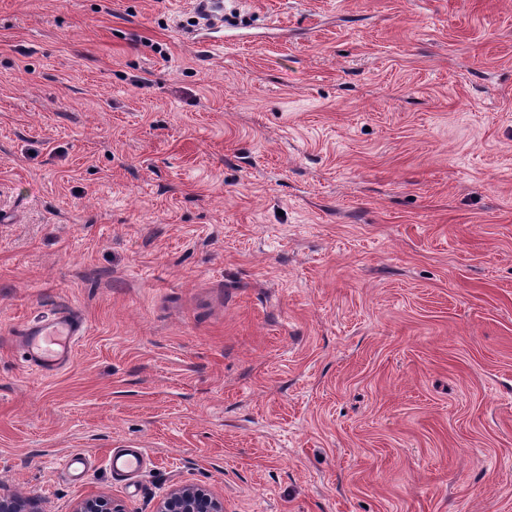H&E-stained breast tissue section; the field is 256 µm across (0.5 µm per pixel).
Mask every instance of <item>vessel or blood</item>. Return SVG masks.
I'll return each mask as SVG.
<instances>
[{
	"mask_svg": "<svg viewBox=\"0 0 512 512\" xmlns=\"http://www.w3.org/2000/svg\"><path fill=\"white\" fill-rule=\"evenodd\" d=\"M83 330V321L68 312L23 328L28 364L43 376L55 375L70 360L72 347ZM143 456L140 448L114 452L109 456V466L117 474L133 473L140 468Z\"/></svg>",
	"mask_w": 512,
	"mask_h": 512,
	"instance_id": "1",
	"label": "vessel or blood"
}]
</instances>
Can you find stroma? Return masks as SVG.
Masks as SVG:
<instances>
[{"mask_svg":"<svg viewBox=\"0 0 512 512\" xmlns=\"http://www.w3.org/2000/svg\"><path fill=\"white\" fill-rule=\"evenodd\" d=\"M222 2L0 0V493L512 512V0ZM83 330V321L68 312L23 328L26 361L43 376L55 375L70 360L73 344ZM144 450L131 448L126 452H111L109 455V466L116 474L134 473L142 463Z\"/></svg>","mask_w":512,"mask_h":512,"instance_id":"1","label":"stroma"}]
</instances>
